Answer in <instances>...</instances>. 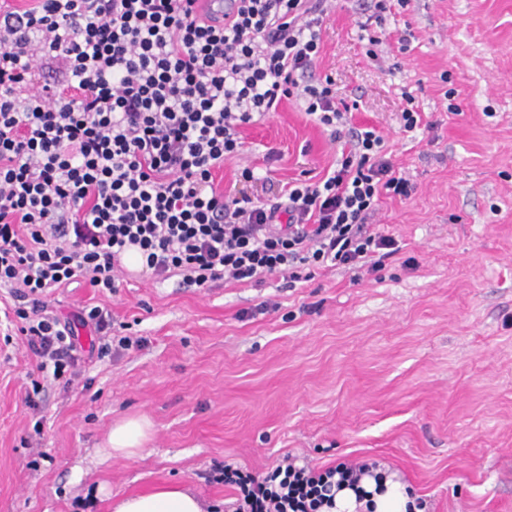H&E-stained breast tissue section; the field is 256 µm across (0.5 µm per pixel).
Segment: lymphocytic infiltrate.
<instances>
[{"label": "lymphocytic infiltrate", "instance_id": "obj_1", "mask_svg": "<svg viewBox=\"0 0 512 512\" xmlns=\"http://www.w3.org/2000/svg\"><path fill=\"white\" fill-rule=\"evenodd\" d=\"M196 2L0 0V286L43 378L72 384L79 329L112 333L108 310L63 320L47 296L74 284L116 293L128 247L153 279L199 287L292 283L397 252L368 224L382 197L411 193L382 135L353 126L331 80L298 83L320 57L326 0H237L228 23ZM291 98L343 140L333 172L270 206L217 193L213 172L239 156L243 128ZM217 471L243 494L234 512H320L346 488L361 501L372 474L344 463Z\"/></svg>", "mask_w": 512, "mask_h": 512}]
</instances>
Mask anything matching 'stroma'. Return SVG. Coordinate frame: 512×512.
Listing matches in <instances>:
<instances>
[{
  "label": "stroma",
  "mask_w": 512,
  "mask_h": 512,
  "mask_svg": "<svg viewBox=\"0 0 512 512\" xmlns=\"http://www.w3.org/2000/svg\"><path fill=\"white\" fill-rule=\"evenodd\" d=\"M372 13L371 0H334L312 78L357 102L354 124L377 127L414 184L372 219L399 252L292 288L134 275L115 294L56 291L50 309L107 307L113 336L134 344L86 360L70 388L46 385L38 436L24 403L36 360L22 337L0 342V512H74L84 498L109 512L110 498L164 485L233 512L216 465L260 475L288 455L379 462L425 512H512V0H410L380 27ZM406 31L407 50L368 55L369 36ZM406 92L428 129L401 130ZM241 136L215 188L268 204L338 156L292 99ZM244 166L258 182L240 181ZM129 416L151 423L142 451L106 455Z\"/></svg>",
  "instance_id": "1"
}]
</instances>
